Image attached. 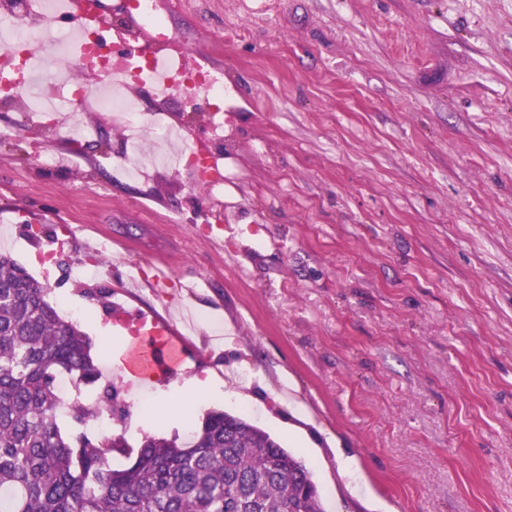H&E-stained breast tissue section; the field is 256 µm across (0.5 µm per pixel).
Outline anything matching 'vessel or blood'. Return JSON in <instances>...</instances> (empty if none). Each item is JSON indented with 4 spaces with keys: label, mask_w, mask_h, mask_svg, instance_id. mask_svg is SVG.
I'll return each mask as SVG.
<instances>
[{
    "label": "vessel or blood",
    "mask_w": 512,
    "mask_h": 512,
    "mask_svg": "<svg viewBox=\"0 0 512 512\" xmlns=\"http://www.w3.org/2000/svg\"><path fill=\"white\" fill-rule=\"evenodd\" d=\"M142 331L126 351L123 372L128 385L146 387L156 374H177L187 359L179 333L161 316L142 318Z\"/></svg>",
    "instance_id": "obj_1"
}]
</instances>
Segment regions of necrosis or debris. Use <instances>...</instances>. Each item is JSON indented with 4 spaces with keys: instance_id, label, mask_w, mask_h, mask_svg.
I'll return each mask as SVG.
<instances>
[{
    "instance_id": "4bbe7bcc",
    "label": "necrosis or debris",
    "mask_w": 512,
    "mask_h": 512,
    "mask_svg": "<svg viewBox=\"0 0 512 512\" xmlns=\"http://www.w3.org/2000/svg\"><path fill=\"white\" fill-rule=\"evenodd\" d=\"M126 25L114 28L104 53L101 0H0V105L24 102L33 124L50 125L72 142L92 140L76 115L105 112L126 133L125 176L145 170L183 173L209 198L220 200L234 175L224 168V83L209 67L190 62L156 0H125ZM83 75L69 76L70 68ZM182 96L202 103L214 147L184 137L168 109Z\"/></svg>"
}]
</instances>
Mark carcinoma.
<instances>
[{"label":"carcinoma","mask_w":512,"mask_h":512,"mask_svg":"<svg viewBox=\"0 0 512 512\" xmlns=\"http://www.w3.org/2000/svg\"><path fill=\"white\" fill-rule=\"evenodd\" d=\"M94 386L99 367L78 321L60 315L51 289L0 253V512H323L311 471L270 433L211 410L190 442L144 434L125 468V433H87L112 416V386L75 400L65 431L55 381Z\"/></svg>","instance_id":"obj_1"}]
</instances>
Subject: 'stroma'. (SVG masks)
<instances>
[{
  "mask_svg": "<svg viewBox=\"0 0 512 512\" xmlns=\"http://www.w3.org/2000/svg\"><path fill=\"white\" fill-rule=\"evenodd\" d=\"M158 2L234 88L226 230L187 178L122 177L108 117L77 147L0 110V249L79 316L119 429L185 441L217 408L299 456L324 512H512V0ZM99 232L128 242L98 280L124 324L204 314L173 382L223 399L141 411L106 301L69 276ZM158 259L164 297L129 287ZM174 390L178 391L179 398L187 399L193 398L198 394H206L211 397H223L224 395L221 386L210 381L209 378L186 381L182 386L169 385V389L163 392V399L160 401L164 415H181V412L174 406Z\"/></svg>",
  "mask_w": 512,
  "mask_h": 512,
  "instance_id": "1",
  "label": "stroma"
}]
</instances>
